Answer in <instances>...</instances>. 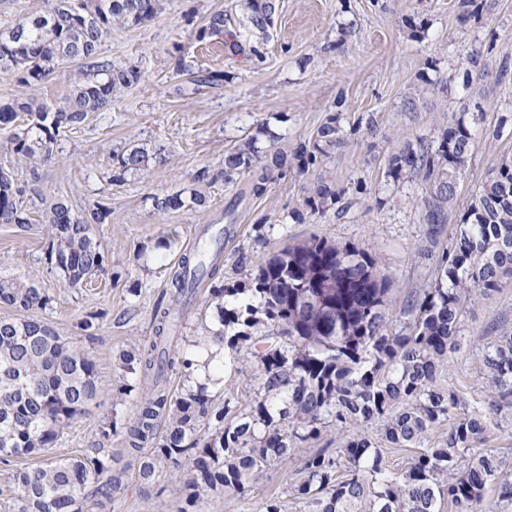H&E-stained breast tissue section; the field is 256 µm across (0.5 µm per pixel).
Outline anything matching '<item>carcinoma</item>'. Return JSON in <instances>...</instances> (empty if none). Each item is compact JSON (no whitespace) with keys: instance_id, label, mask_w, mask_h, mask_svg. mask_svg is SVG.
<instances>
[{"instance_id":"1","label":"carcinoma","mask_w":512,"mask_h":512,"mask_svg":"<svg viewBox=\"0 0 512 512\" xmlns=\"http://www.w3.org/2000/svg\"><path fill=\"white\" fill-rule=\"evenodd\" d=\"M247 23L238 37L250 44L268 41L279 10L278 0H240ZM161 0H42V8L15 24L0 27V74L31 87L44 81L61 63L76 62L82 76L62 104L51 107L30 96L0 104V130L8 132L13 153L39 161L52 159L57 137L84 124L112 98L140 82L141 72L99 56L112 24H145L161 10ZM232 16L219 11L196 31L204 39L220 34ZM462 84L473 75L512 79V64L500 61L490 72L475 51ZM176 74L198 85L215 84L219 73L192 71L184 57L174 60ZM475 142L470 125L459 118L444 128L437 146L423 141L393 156L389 176L423 172L428 185L423 221L429 246L418 255L433 265L426 287L411 293L403 320L394 329L385 315L387 277L378 273L367 252L337 247L311 237L288 246L257 264L254 288H214L220 328L203 338L258 359L263 395L250 412L230 402L215 410L206 385L192 393H172L168 375L192 371L194 352L172 345L179 318L160 313L149 346L122 355L124 374L153 375L151 391L140 398L125 426L124 451L138 464L137 477L149 484L167 471L187 469L178 488V512H204L206 500L247 495L253 481L271 462L288 458L294 448L336 430L338 446L308 457L293 488L306 512H440L446 501L457 512H490L485 492L498 487V499L512 502V481L499 479L503 460L474 451L491 427L493 415L512 408V334L488 343L482 365L491 400H466L456 388L438 381L456 349L461 317L468 303L512 286V156L504 155L494 176L458 214L448 247L439 249L444 224L456 212L457 191ZM340 144V127L331 121L317 129L310 157L326 156ZM255 146L224 156V181L261 163ZM148 150L133 146L114 158L112 180L140 170ZM26 189L0 169V224H31L20 197ZM160 215L184 207L201 208L205 193L155 194ZM337 202L336 192L320 184L313 211L324 213ZM110 211L96 207L75 217L63 198L42 210L45 223L46 273L60 285L79 288L106 271L105 250L93 231ZM221 251L203 243L181 259L173 280L175 301L188 303L202 278L220 271ZM45 288L13 274L0 273V305L18 312L51 311ZM277 325L278 335L252 340L244 328L259 323L256 314ZM105 391L93 357L81 345L59 336L42 320H0V463L38 454L73 427L87 407ZM166 419L163 432L157 420ZM375 422L377 434L351 428ZM436 429L445 431L430 442ZM155 442L152 448L145 447ZM416 448L406 469L394 473L383 465L381 447ZM126 469L101 448L81 458L50 459L18 471L11 512H79L87 488L95 487L105 508L121 490Z\"/></svg>"}]
</instances>
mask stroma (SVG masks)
Returning a JSON list of instances; mask_svg holds the SVG:
<instances>
[{"mask_svg":"<svg viewBox=\"0 0 512 512\" xmlns=\"http://www.w3.org/2000/svg\"><path fill=\"white\" fill-rule=\"evenodd\" d=\"M273 36L263 60L239 51L229 34L196 40L194 34L213 12L233 13L236 0H163L158 17L141 25H116L99 49L101 57L143 73L140 84L117 95L110 109L94 113L75 130L61 134L52 162L36 165L0 142V167L15 174L46 200L65 198L75 216L96 205L111 211L94 227L106 254V273L79 289L62 288L46 273L42 231L0 224V272L33 278L54 295L49 315L33 311L63 338L77 341L97 364L106 390L61 441L47 453L0 464V512H11L17 471L46 458L82 457L99 445L108 421L130 417L147 385L131 379L124 404L113 402L122 384L120 357L143 348L155 336V316L171 288L182 254L197 246L202 229L223 236L219 275L203 279L185 305L177 348L192 349L217 326L215 288H248L260 261L288 245L316 236L369 253L388 278L386 311L398 323L409 294L425 287L432 272L415 252L424 239L425 183L421 176H388L392 155L406 142L436 141L440 130L467 116L476 130L474 149L458 187L466 207L501 155H512V83L493 78L471 88L443 87L468 54L489 50L490 65L512 59V0H482L460 22L459 0H278ZM183 55L197 71H218L222 82L196 86L175 74ZM76 64H63L38 86L28 88L0 75V102L32 94L59 104L71 92ZM337 119L342 142L329 156L309 159L317 129ZM501 126L499 138L490 135ZM254 144L267 157L286 163L267 174L251 170L224 181V154ZM144 146L153 157L147 168L111 182L113 157L128 146ZM262 194H254L256 181ZM327 182L338 201L325 214L311 211L317 185ZM203 187L208 205L161 216L150 197ZM100 313L99 329L88 338L78 324ZM512 333V287L470 304L442 380L469 399L487 394L480 351L495 337ZM257 363L240 372L224 371L210 381L214 407L224 402L250 409L261 393ZM334 431L299 444L288 459L271 463L246 497L208 500L205 512H258L269 497L284 512H305L292 488L310 454L328 447ZM185 471L144 485L135 470L112 501L110 512H176L177 488Z\"/></svg>","mask_w":512,"mask_h":512,"instance_id":"35a3bbf8","label":"stroma"}]
</instances>
